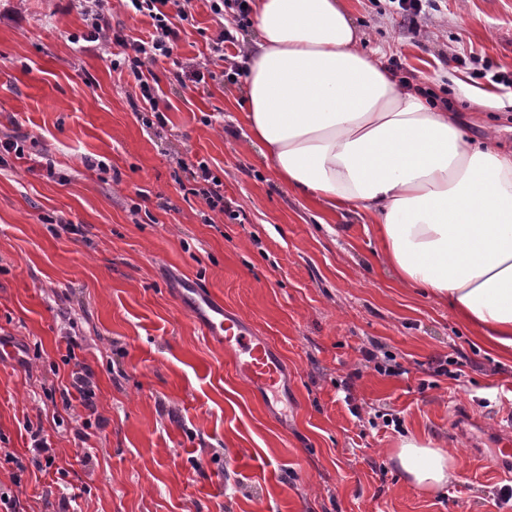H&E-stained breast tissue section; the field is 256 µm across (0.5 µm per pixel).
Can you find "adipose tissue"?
<instances>
[{
  "label": "adipose tissue",
  "instance_id": "ef3b65f1",
  "mask_svg": "<svg viewBox=\"0 0 512 512\" xmlns=\"http://www.w3.org/2000/svg\"><path fill=\"white\" fill-rule=\"evenodd\" d=\"M243 65L249 145L328 214L368 213L397 287L447 302L487 346L512 352V151L467 136L363 51L348 0H254ZM407 482L434 492L458 461L403 439Z\"/></svg>",
  "mask_w": 512,
  "mask_h": 512
}]
</instances>
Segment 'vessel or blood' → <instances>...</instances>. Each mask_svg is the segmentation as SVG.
Wrapping results in <instances>:
<instances>
[{
  "label": "vessel or blood",
  "mask_w": 512,
  "mask_h": 512,
  "mask_svg": "<svg viewBox=\"0 0 512 512\" xmlns=\"http://www.w3.org/2000/svg\"><path fill=\"white\" fill-rule=\"evenodd\" d=\"M208 309L201 324L206 336L218 341L230 357L236 374L253 388L279 394L281 373L279 362L270 345L254 339L246 320L234 310L211 297H204ZM493 465L499 475L512 473V436L502 434L494 441Z\"/></svg>",
  "instance_id": "b4317fda"
}]
</instances>
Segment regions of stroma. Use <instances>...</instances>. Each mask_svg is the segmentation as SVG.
<instances>
[{
    "instance_id": "stroma-1",
    "label": "stroma",
    "mask_w": 512,
    "mask_h": 512,
    "mask_svg": "<svg viewBox=\"0 0 512 512\" xmlns=\"http://www.w3.org/2000/svg\"><path fill=\"white\" fill-rule=\"evenodd\" d=\"M350 6L363 50L400 60L397 77L434 105L469 112L473 91L489 93L467 131L494 125L512 149V86L491 80L512 76V0H439L416 38L386 0ZM188 8L175 53L192 63L219 24L209 0ZM87 31L75 0H0V139L25 145L0 161V339L16 348L0 359V446L29 459L30 423L56 450L49 473L0 457V486L32 512L49 487L76 512H512V479L463 432L473 414L512 433V356L395 287L362 212H318L246 149L243 85L221 78L222 61L200 84L150 64L166 124L149 127L138 83ZM200 160L224 184L223 212L188 192ZM188 279L275 346L286 398L234 374L192 315ZM372 341L405 375L364 367ZM445 356L462 357L461 379L431 375ZM75 361L93 372L95 414L62 403ZM411 435L456 454L453 485L404 480L394 451Z\"/></svg>"
}]
</instances>
